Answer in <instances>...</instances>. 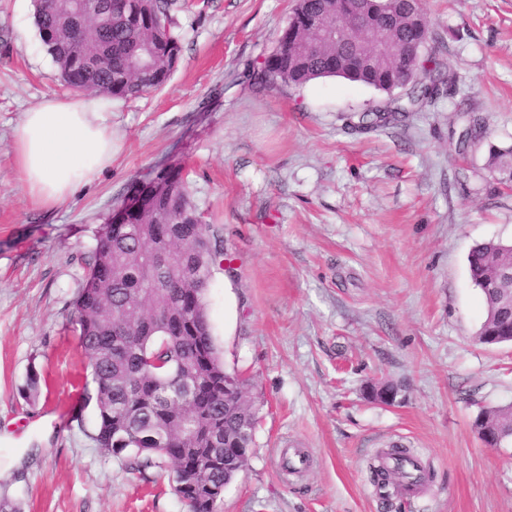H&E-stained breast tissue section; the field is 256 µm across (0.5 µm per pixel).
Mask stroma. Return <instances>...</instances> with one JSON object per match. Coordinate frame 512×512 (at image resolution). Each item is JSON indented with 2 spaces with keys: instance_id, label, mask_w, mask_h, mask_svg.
Here are the masks:
<instances>
[{
  "instance_id": "obj_1",
  "label": "stroma",
  "mask_w": 512,
  "mask_h": 512,
  "mask_svg": "<svg viewBox=\"0 0 512 512\" xmlns=\"http://www.w3.org/2000/svg\"><path fill=\"white\" fill-rule=\"evenodd\" d=\"M295 0H173L181 40L166 85L116 98L111 168L53 207L17 176L12 132L45 97L71 96L33 0H0V504L10 512H187L169 465L129 468L97 448L92 380L73 302L102 227L166 168L232 261L237 327L224 333V271L205 300L226 371L249 381L258 423L218 512H512V443L475 428L512 406V343L477 334L483 297L468 255L512 241V191L494 192L489 144H512V0H429L425 49L456 82L370 133L347 114L386 94L327 77L254 75ZM487 137L458 150L467 118ZM391 386L392 402L373 399ZM399 441L435 477L413 502L373 494L368 464ZM309 468L285 477L281 451Z\"/></svg>"
}]
</instances>
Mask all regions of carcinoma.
<instances>
[{
    "label": "carcinoma",
    "instance_id": "cac0c4a2",
    "mask_svg": "<svg viewBox=\"0 0 512 512\" xmlns=\"http://www.w3.org/2000/svg\"><path fill=\"white\" fill-rule=\"evenodd\" d=\"M388 21L371 36L343 30L357 53L339 52L319 41L320 26L343 20L351 4ZM170 0H36L35 23L62 81L74 90L114 97H139L161 88L180 56L179 38L169 26ZM408 0H298L274 51L261 63L262 81L304 85L323 77H341L390 95L383 109L349 116L347 127L371 132L432 102L452 82L428 66L423 49L429 30L408 21ZM415 53L407 63L380 60L376 44ZM314 45L312 53L304 47ZM157 50L146 70L131 59ZM397 90L404 94L396 96ZM478 121L468 122L458 139L464 148L485 137ZM488 168L497 184L512 188V145L489 147ZM157 179L167 193L149 197L126 213L121 224L102 228L85 281L74 302L80 346L94 384L96 427L92 435L106 454L135 453L136 470L157 459L173 468L174 491L189 512H214L224 483L244 469L257 423L247 398V383L224 370L213 342L205 291L212 271L224 263V247L192 203L181 171L172 168ZM512 266V245L489 240L469 256L471 279L483 296L486 317L479 340L512 342V310L502 306L500 273ZM479 434L512 442V409L482 412ZM384 487L411 474L399 467H372Z\"/></svg>",
    "mask_w": 512,
    "mask_h": 512
}]
</instances>
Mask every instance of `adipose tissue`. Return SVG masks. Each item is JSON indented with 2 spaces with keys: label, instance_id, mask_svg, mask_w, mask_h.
Listing matches in <instances>:
<instances>
[{
  "label": "adipose tissue",
  "instance_id": "obj_1",
  "mask_svg": "<svg viewBox=\"0 0 512 512\" xmlns=\"http://www.w3.org/2000/svg\"><path fill=\"white\" fill-rule=\"evenodd\" d=\"M111 101L97 96L45 98L13 130L19 178L29 196L54 206L112 164L116 143L107 115Z\"/></svg>",
  "mask_w": 512,
  "mask_h": 512
}]
</instances>
